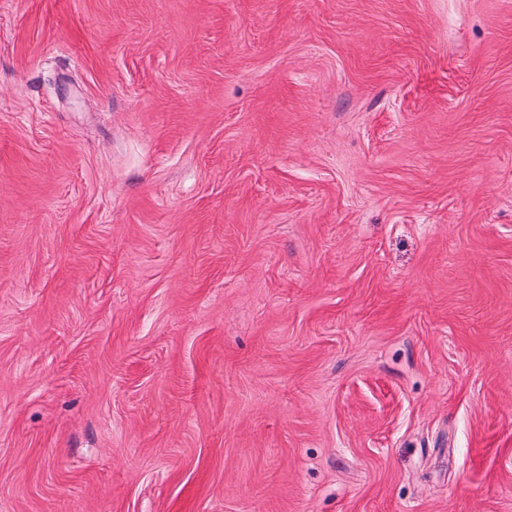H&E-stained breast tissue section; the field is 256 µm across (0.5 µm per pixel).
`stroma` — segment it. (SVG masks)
<instances>
[{
    "label": "stroma",
    "mask_w": 512,
    "mask_h": 512,
    "mask_svg": "<svg viewBox=\"0 0 512 512\" xmlns=\"http://www.w3.org/2000/svg\"><path fill=\"white\" fill-rule=\"evenodd\" d=\"M0 512H512V0H0Z\"/></svg>",
    "instance_id": "1"
}]
</instances>
